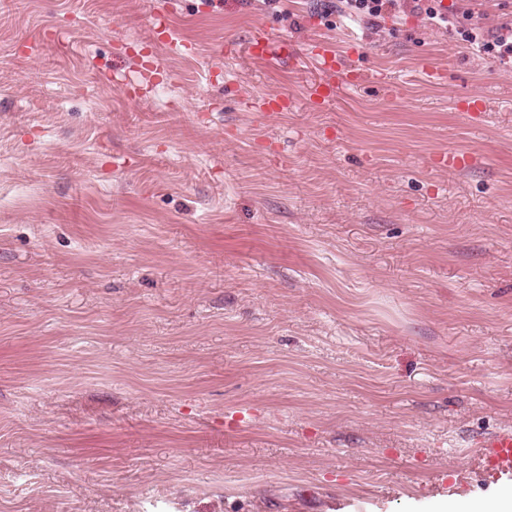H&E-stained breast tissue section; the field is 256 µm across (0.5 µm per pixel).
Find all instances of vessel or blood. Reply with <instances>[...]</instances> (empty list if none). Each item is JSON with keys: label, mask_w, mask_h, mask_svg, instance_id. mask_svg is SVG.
Here are the masks:
<instances>
[{"label": "vessel or blood", "mask_w": 512, "mask_h": 512, "mask_svg": "<svg viewBox=\"0 0 512 512\" xmlns=\"http://www.w3.org/2000/svg\"><path fill=\"white\" fill-rule=\"evenodd\" d=\"M249 53L260 59L279 60L288 58L296 62H311L317 69L318 78L311 81L306 89L309 107L321 109L331 105L340 88L349 82L361 81V74H345L341 60L335 50L322 42L311 43L306 52L299 53L287 43L274 42L263 29L251 32L247 41ZM288 107L287 97L252 98L246 103L247 110L272 115ZM481 456L489 470L499 471L512 467V432H505L482 442Z\"/></svg>", "instance_id": "1"}]
</instances>
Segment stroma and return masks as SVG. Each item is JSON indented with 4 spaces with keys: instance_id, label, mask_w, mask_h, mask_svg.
<instances>
[{
    "instance_id": "obj_1",
    "label": "stroma",
    "mask_w": 512,
    "mask_h": 512,
    "mask_svg": "<svg viewBox=\"0 0 512 512\" xmlns=\"http://www.w3.org/2000/svg\"><path fill=\"white\" fill-rule=\"evenodd\" d=\"M258 25L400 94L310 109ZM506 431L512 62L403 0H0V512H437ZM345 8L371 23L382 18L388 7L394 6L395 0H345ZM247 110L263 112L264 115L277 114L288 109V97H262L252 98L246 102Z\"/></svg>"
}]
</instances>
